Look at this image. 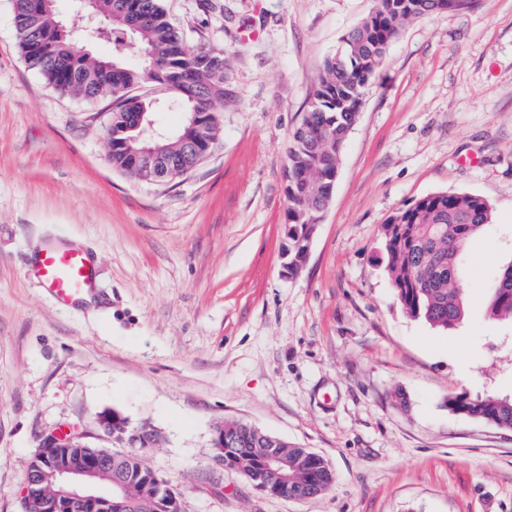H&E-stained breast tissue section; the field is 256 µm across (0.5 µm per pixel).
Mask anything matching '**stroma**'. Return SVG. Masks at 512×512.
I'll use <instances>...</instances> for the list:
<instances>
[{
    "mask_svg": "<svg viewBox=\"0 0 512 512\" xmlns=\"http://www.w3.org/2000/svg\"><path fill=\"white\" fill-rule=\"evenodd\" d=\"M189 45L224 51L220 141L158 185L107 158L106 102L58 95L26 64L0 0V512L66 427L117 412L159 439L148 465L185 512H512V431L448 396L512 398V324L487 314L512 263V0L406 23L344 146L334 197L285 274L290 134L343 36L376 0H162ZM441 191L492 220L467 244L466 315L409 317L381 263L387 218ZM84 248L92 302L62 309L25 274L46 243ZM239 421L311 449L326 494L262 493L214 459Z\"/></svg>",
    "mask_w": 512,
    "mask_h": 512,
    "instance_id": "obj_1",
    "label": "stroma"
}]
</instances>
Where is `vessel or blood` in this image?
Segmentation results:
<instances>
[{"label": "vessel or blood", "instance_id": "1", "mask_svg": "<svg viewBox=\"0 0 512 512\" xmlns=\"http://www.w3.org/2000/svg\"><path fill=\"white\" fill-rule=\"evenodd\" d=\"M27 274L60 305L79 303L94 293L96 273L87 254L78 247L50 244L28 263Z\"/></svg>", "mask_w": 512, "mask_h": 512}]
</instances>
